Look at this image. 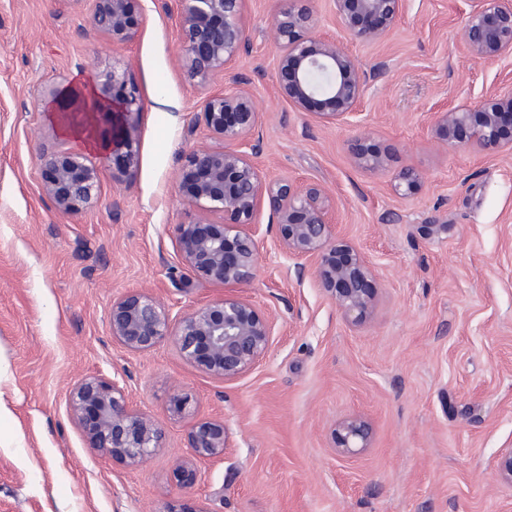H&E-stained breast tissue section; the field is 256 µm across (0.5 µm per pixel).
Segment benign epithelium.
I'll return each instance as SVG.
<instances>
[{
	"label": "benign epithelium",
	"instance_id": "1",
	"mask_svg": "<svg viewBox=\"0 0 512 512\" xmlns=\"http://www.w3.org/2000/svg\"><path fill=\"white\" fill-rule=\"evenodd\" d=\"M141 0H94L92 26L114 42L132 41L144 24ZM312 0H280L270 26L279 46V91L305 112L322 101V118L352 123L366 90V76L356 60L334 39L308 44L316 28ZM181 40L178 60L188 80L205 91L203 118L208 130L224 141L218 150L197 145L185 159L182 183L189 203L202 220L180 224L181 260L193 275L225 288L253 278L259 257L261 227L257 217L269 205L282 248L291 256L313 258L315 275L344 315L362 319L373 307L371 271L365 257L342 239L331 224L332 200L317 184L298 189L286 180L266 181L252 160L260 144L252 140L259 113L243 82L213 90L214 77L226 70L247 44L248 22L243 0H178ZM403 0H336L343 27L355 39L377 42L398 20ZM464 51L476 61L512 56V0H473L463 34ZM90 100L97 109L82 117L97 137L124 160L126 170L138 165L140 130L132 116L141 108L140 94L127 71L118 67L93 72ZM123 113L126 124L115 133L106 117ZM431 130L444 144L465 139L480 151L512 152V90L491 92L476 102L435 112ZM357 138L358 163L370 170L386 167L385 153ZM42 190L64 214L94 208L102 185L98 168L81 151L58 146L40 156ZM420 185L412 168L402 170L396 190L414 193ZM218 215L219 222L210 217ZM112 338L129 352L141 353L170 340L180 356L206 374L233 381L251 371L272 343L273 322L248 301L223 296L182 313L154 294L130 291L112 302L108 312ZM68 408L88 446L138 466L161 447L163 432L145 412L133 407L118 380L86 376L68 396ZM372 427L348 417L334 429L337 451L355 455L368 447ZM189 454L177 469L224 456V423L199 420L188 434Z\"/></svg>",
	"mask_w": 512,
	"mask_h": 512
}]
</instances>
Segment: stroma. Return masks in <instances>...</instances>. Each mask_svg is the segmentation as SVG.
<instances>
[{
	"label": "stroma",
	"mask_w": 512,
	"mask_h": 512,
	"mask_svg": "<svg viewBox=\"0 0 512 512\" xmlns=\"http://www.w3.org/2000/svg\"><path fill=\"white\" fill-rule=\"evenodd\" d=\"M472 0H405L389 34L368 44L344 30L336 0H314L316 37H330L365 72L354 125L296 111L278 92L276 0H245L248 45L212 88L243 79L259 112L254 162L266 180L323 186L340 237L367 259L373 311L348 319L313 261L289 256L270 229L250 283L234 294L274 325L272 344L233 381L185 362L172 342L132 353L112 338L113 299L158 296L173 312L222 297L189 278L176 227L199 220L181 185L189 151L221 147L204 93L178 64L177 0H142L128 43L91 25L93 0H0V512H512V153L446 145L431 115L512 89V57L462 51ZM126 68L142 98L139 162L96 148L102 199L77 216L42 191L39 158L75 147L41 92ZM368 132L384 170L358 164ZM420 176L415 194L395 184ZM89 375L114 378L164 432L138 467L89 448L68 393ZM189 396L186 412L174 397ZM360 416L368 448L335 449L333 430ZM201 419L223 422L222 458L183 486L176 461Z\"/></svg>",
	"instance_id": "obj_1"
}]
</instances>
